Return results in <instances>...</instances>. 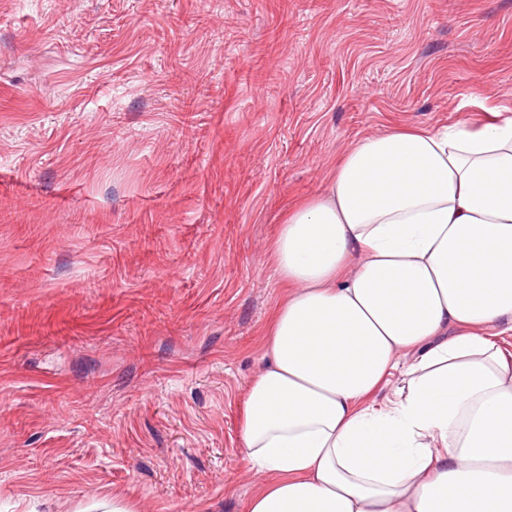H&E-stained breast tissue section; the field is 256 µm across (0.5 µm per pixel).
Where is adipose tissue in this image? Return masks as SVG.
Listing matches in <instances>:
<instances>
[{
  "instance_id": "adipose-tissue-1",
  "label": "adipose tissue",
  "mask_w": 512,
  "mask_h": 512,
  "mask_svg": "<svg viewBox=\"0 0 512 512\" xmlns=\"http://www.w3.org/2000/svg\"><path fill=\"white\" fill-rule=\"evenodd\" d=\"M267 259L246 512H512V115L363 137Z\"/></svg>"
}]
</instances>
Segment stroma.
I'll return each mask as SVG.
<instances>
[{
  "mask_svg": "<svg viewBox=\"0 0 512 512\" xmlns=\"http://www.w3.org/2000/svg\"><path fill=\"white\" fill-rule=\"evenodd\" d=\"M498 112L512 0H0V512H245L278 225Z\"/></svg>",
  "mask_w": 512,
  "mask_h": 512,
  "instance_id": "1",
  "label": "stroma"
}]
</instances>
